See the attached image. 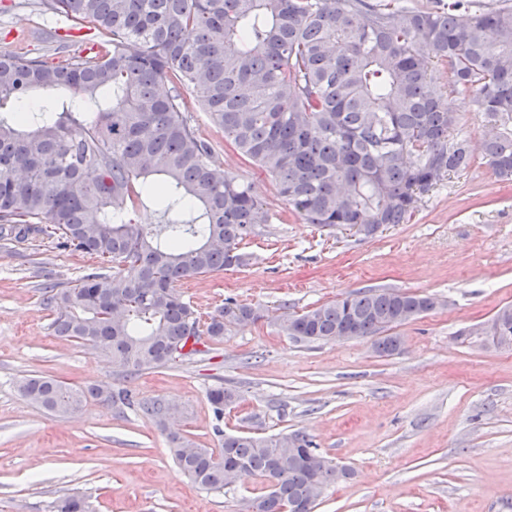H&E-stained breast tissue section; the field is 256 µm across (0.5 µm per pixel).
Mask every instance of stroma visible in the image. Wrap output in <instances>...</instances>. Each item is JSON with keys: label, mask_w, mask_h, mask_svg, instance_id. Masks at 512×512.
Wrapping results in <instances>:
<instances>
[{"label": "stroma", "mask_w": 512, "mask_h": 512, "mask_svg": "<svg viewBox=\"0 0 512 512\" xmlns=\"http://www.w3.org/2000/svg\"><path fill=\"white\" fill-rule=\"evenodd\" d=\"M96 42L93 24L74 28L32 0H0V53L20 43L51 62L57 46ZM218 156L270 221L241 244L249 266L183 291L203 314L228 297L269 313L190 359L126 376L100 351L52 335L42 287L75 285L95 259L47 240L0 241V512H52L73 493L95 512H241L265 491L248 476L203 490L179 473L149 417L96 400L56 417L19 393L28 375L163 400L183 434L216 452L223 432H305L352 471L315 512H512V348L470 334L512 306V179L474 162L424 195L408 223L366 238L302 223L264 171L226 144ZM372 288L438 300L394 328L402 346L392 355L367 340L297 341L277 321ZM219 385L238 395L220 422L207 399Z\"/></svg>", "instance_id": "35a3bbf8"}]
</instances>
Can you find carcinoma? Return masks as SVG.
<instances>
[{"label": "carcinoma", "instance_id": "carcinoma-1", "mask_svg": "<svg viewBox=\"0 0 512 512\" xmlns=\"http://www.w3.org/2000/svg\"><path fill=\"white\" fill-rule=\"evenodd\" d=\"M46 11L101 38L86 55L57 62L0 54V239L57 246L109 264L70 288L47 286L40 304L54 335L112 355L124 375L200 352L202 338L266 316L227 298L207 315L181 286L248 265L241 243L269 223L250 186L214 165L216 149L196 127L188 96L224 140L274 181L306 224L375 229L404 224L421 197L480 153L512 179V6L451 0L437 9L400 0H40ZM448 94L435 90V64ZM170 84L161 92L160 87ZM66 88L52 108L28 112L37 90ZM478 103L491 136L474 148L455 134L452 97ZM152 204L157 224L128 215ZM431 296L355 291L301 315L283 313L299 341L342 331L390 355L387 331L434 310ZM127 311L120 322L113 317ZM19 391L58 416L91 400L139 409L167 432L178 471L220 491L237 469L270 484L247 512H314L336 483V466L313 440L226 435L215 454L167 425L171 407L128 390L24 379ZM216 420L237 395L209 391ZM54 512H92L84 496Z\"/></svg>", "mask_w": 512, "mask_h": 512}]
</instances>
